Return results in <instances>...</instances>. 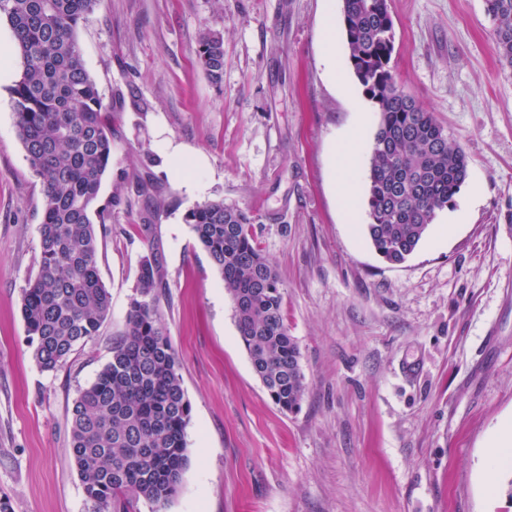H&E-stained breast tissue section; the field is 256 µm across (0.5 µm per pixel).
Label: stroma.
<instances>
[{
    "label": "stroma",
    "instance_id": "35a3bbf8",
    "mask_svg": "<svg viewBox=\"0 0 512 512\" xmlns=\"http://www.w3.org/2000/svg\"><path fill=\"white\" fill-rule=\"evenodd\" d=\"M389 4L397 82L470 159L453 204L398 266L364 232L378 114L350 67L341 0H100L77 37L111 110L98 203L112 207L99 254L112 307L51 372L36 366L21 314L42 186L0 83V493L11 512H87L69 411L111 359L152 250L192 407L189 465L165 512H512V468L481 464L512 416V69L484 0ZM327 21L347 92L319 63ZM206 31L224 41L218 84L195 53ZM166 138L205 152L203 192L171 174ZM348 138L359 144L353 210L335 191L333 154ZM218 198L251 215L279 272L306 379L298 412L255 375L224 281L183 220Z\"/></svg>",
    "mask_w": 512,
    "mask_h": 512
}]
</instances>
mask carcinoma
I'll list each match as a JSON object with an SVG mask.
<instances>
[{"label": "carcinoma", "mask_w": 512, "mask_h": 512, "mask_svg": "<svg viewBox=\"0 0 512 512\" xmlns=\"http://www.w3.org/2000/svg\"><path fill=\"white\" fill-rule=\"evenodd\" d=\"M98 2L0 0L21 63L9 89L17 135L44 194L38 268L21 302L43 371L58 369L98 335L112 306L98 265L112 204L95 207L112 132L77 40ZM485 7L500 60L512 68V0H485ZM342 24L354 74L378 113L364 231L385 262L399 265L436 213L453 203L469 158L434 113L397 84L389 0H343ZM196 55L220 83L223 38L202 33ZM184 222L223 277L254 373L280 409H298L305 393L300 351L285 323L279 273L259 247L249 213L212 199L188 209ZM166 288L158 254L142 256L112 358L73 402L69 453L90 512H139L142 500L164 512L188 467L192 408L159 311Z\"/></svg>", "instance_id": "carcinoma-1"}]
</instances>
